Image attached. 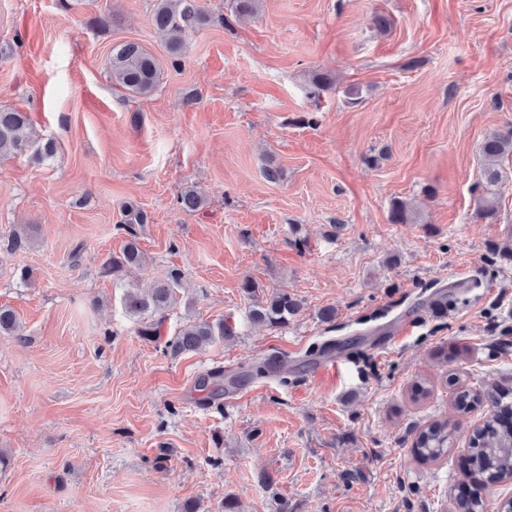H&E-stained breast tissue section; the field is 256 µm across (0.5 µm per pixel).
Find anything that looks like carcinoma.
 <instances>
[{
    "instance_id": "carcinoma-1",
    "label": "carcinoma",
    "mask_w": 512,
    "mask_h": 512,
    "mask_svg": "<svg viewBox=\"0 0 512 512\" xmlns=\"http://www.w3.org/2000/svg\"><path fill=\"white\" fill-rule=\"evenodd\" d=\"M233 13L254 15L259 10L260 0H230ZM154 28L163 35L166 50L176 63L182 56L188 36L215 21V18L198 0H156L150 17ZM164 68L160 60L147 47L135 42H122L112 46L109 59V78L112 84L135 95H148L163 81ZM334 79L328 73L315 71L309 78L308 95L316 98L331 90ZM56 152L51 139L40 136L28 113L11 107H0V159L27 155L35 161H43ZM482 154L489 161L512 154V128L490 133L482 144ZM502 178L501 172L492 166L485 168L483 180L476 183L481 191V204L477 217L493 221L497 215L494 191ZM183 211L194 213L203 208V199L193 189L183 191L179 196ZM414 219L407 202L395 199L391 202L389 220L393 224H408ZM146 258L137 245L136 239L125 244L120 255L104 263L102 273L116 280L125 276L131 268H142ZM182 281L181 272L172 269L167 277L157 282L147 294L129 291L124 297V306L131 315L151 313L161 316L177 302V292ZM302 309V302L285 290H276L256 303L250 311L251 320L259 325L281 327L288 325ZM17 331V316L11 309L0 308V333L13 335ZM232 335V328L224 322L192 321L164 343V351L177 356L192 351L204 344L224 340ZM449 384L456 387L453 409L465 415L481 403L488 406L489 416L476 427L469 438V452L477 466L489 473L498 482L512 481V425L503 423V415L512 413V402L507 398L512 390L493 387L485 392H473L459 384L453 377ZM451 431L448 422L436 421L429 424L417 435L413 451L421 459L435 461L446 453L450 444Z\"/></svg>"
}]
</instances>
